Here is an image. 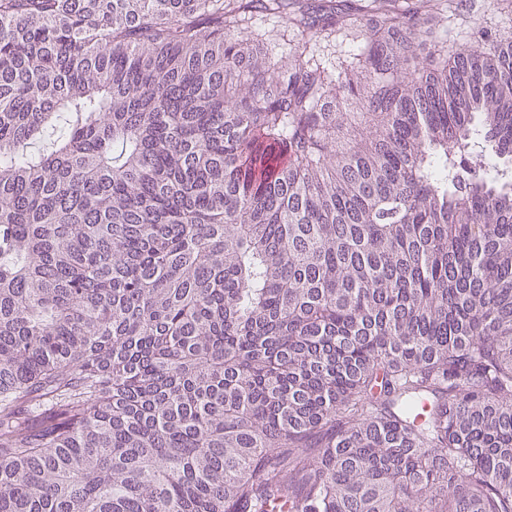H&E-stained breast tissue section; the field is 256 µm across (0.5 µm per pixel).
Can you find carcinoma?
<instances>
[{
	"mask_svg": "<svg viewBox=\"0 0 512 512\" xmlns=\"http://www.w3.org/2000/svg\"><path fill=\"white\" fill-rule=\"evenodd\" d=\"M446 2L0 0V512H512V39ZM247 26L251 35L249 38L258 40L263 54L272 55L275 59L282 57L286 60L285 57L298 41L294 32L273 14L254 13ZM362 36L354 30L324 31L315 34L310 41V51L329 71L336 74V67L348 63L362 48Z\"/></svg>",
	"mask_w": 512,
	"mask_h": 512,
	"instance_id": "cac0c4a2",
	"label": "carcinoma"
}]
</instances>
